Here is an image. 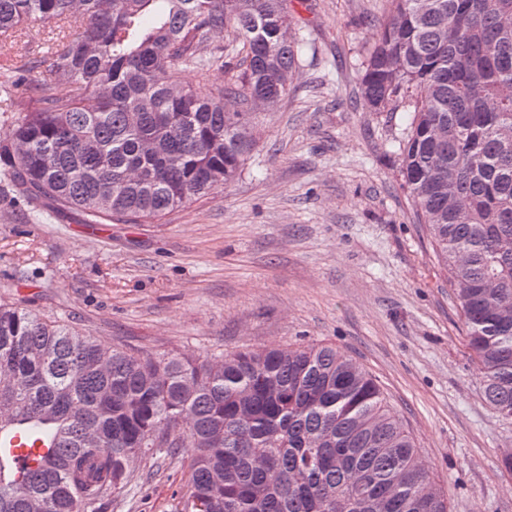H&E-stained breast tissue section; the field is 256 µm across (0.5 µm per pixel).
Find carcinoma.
Here are the masks:
<instances>
[{"instance_id":"cac0c4a2","label":"carcinoma","mask_w":512,"mask_h":512,"mask_svg":"<svg viewBox=\"0 0 512 512\" xmlns=\"http://www.w3.org/2000/svg\"><path fill=\"white\" fill-rule=\"evenodd\" d=\"M35 25L56 33L45 55L5 50ZM224 32L228 53L211 46ZM297 45L288 0H0V87L15 90L0 182L88 223L159 220L241 172L254 109L288 96ZM188 66L235 75L205 98L178 81ZM359 68L373 111L413 101L402 186L483 397L512 422V0H390ZM13 421L56 443L24 468L0 450V512H98L139 458L183 449L189 512H380L386 495L388 512H450L376 379L329 345L156 357L1 302L0 428ZM175 430L181 443L153 447Z\"/></svg>"}]
</instances>
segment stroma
<instances>
[{
  "instance_id": "1",
  "label": "stroma",
  "mask_w": 512,
  "mask_h": 512,
  "mask_svg": "<svg viewBox=\"0 0 512 512\" xmlns=\"http://www.w3.org/2000/svg\"><path fill=\"white\" fill-rule=\"evenodd\" d=\"M388 0H288L298 69L253 120L225 189L153 223L38 221L0 184V300L102 343L210 358L328 344L374 376L451 512H512V424L483 400L459 308L392 145L411 121L370 111L358 64ZM187 453L137 461L101 512H184Z\"/></svg>"
}]
</instances>
